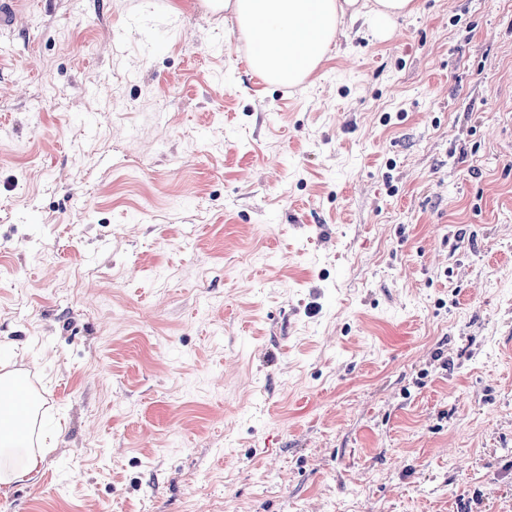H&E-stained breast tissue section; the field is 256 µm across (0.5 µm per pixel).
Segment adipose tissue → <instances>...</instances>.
<instances>
[{"mask_svg": "<svg viewBox=\"0 0 512 512\" xmlns=\"http://www.w3.org/2000/svg\"><path fill=\"white\" fill-rule=\"evenodd\" d=\"M239 32L253 44L249 64L264 81L293 87L309 77L323 61L343 18H367L374 36L392 33L398 19L411 15L415 0H224ZM30 426L21 424L17 408L0 403V458L27 450L24 466L0 470V484L34 480L42 462L29 452Z\"/></svg>", "mask_w": 512, "mask_h": 512, "instance_id": "1", "label": "adipose tissue"}]
</instances>
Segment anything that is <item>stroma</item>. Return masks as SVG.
I'll return each mask as SVG.
<instances>
[{"label":"stroma","instance_id":"1","mask_svg":"<svg viewBox=\"0 0 512 512\" xmlns=\"http://www.w3.org/2000/svg\"><path fill=\"white\" fill-rule=\"evenodd\" d=\"M204 0L0 32V512H512V0L351 21L304 83ZM9 373L0 374V459L8 457L15 452L28 448L32 439V429L28 418L20 412V409L11 406H5L2 402V394L9 388ZM26 417V423L23 426L20 422V416ZM42 458L37 453H32L28 450L27 458L24 466L18 469L3 471L0 469V484L1 486H8L18 481H32L36 478L39 472V466Z\"/></svg>","mask_w":512,"mask_h":512}]
</instances>
